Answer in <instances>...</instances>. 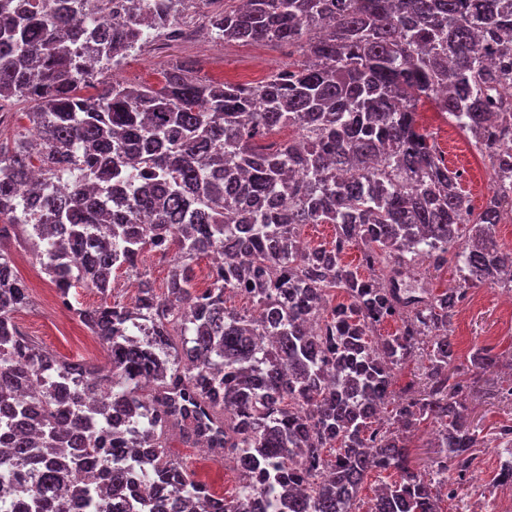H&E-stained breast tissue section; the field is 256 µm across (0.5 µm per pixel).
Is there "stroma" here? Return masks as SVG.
I'll list each match as a JSON object with an SVG mask.
<instances>
[{
  "instance_id": "stroma-1",
  "label": "stroma",
  "mask_w": 512,
  "mask_h": 512,
  "mask_svg": "<svg viewBox=\"0 0 512 512\" xmlns=\"http://www.w3.org/2000/svg\"><path fill=\"white\" fill-rule=\"evenodd\" d=\"M175 62L190 64L202 80L257 84L287 66L288 51L265 42L224 43L208 33L190 44L171 45L162 56L147 46L131 52L116 68L102 71L100 78L130 85H155L161 81L163 70ZM418 113L420 126L432 133L437 149L448 151L449 169L462 173V187L474 211H481L493 191L487 159L475 149L469 135L435 112L431 105L419 106ZM13 251L16 271L29 285L32 300L30 307L16 315L19 329L63 360L104 364L102 347L74 314L75 308L99 305L101 295L76 287L69 293V305H62L54 285L31 253L18 245ZM450 340L462 360L479 346L494 347L499 353L512 351V317L503 310L498 289L480 286L470 290L453 319ZM166 451L171 458L195 470L198 479L216 495L228 498L236 493L237 473L220 463L199 467L195 446L185 443L178 434L169 435ZM499 468L497 450L483 449L472 479L461 486L457 498H441L439 512H488L496 501L512 493V487L495 482Z\"/></svg>"
}]
</instances>
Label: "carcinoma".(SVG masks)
<instances>
[{
    "mask_svg": "<svg viewBox=\"0 0 512 512\" xmlns=\"http://www.w3.org/2000/svg\"><path fill=\"white\" fill-rule=\"evenodd\" d=\"M216 1L218 37L285 45L300 60L254 85L178 63L157 86L113 80L85 94L90 59L103 67L135 50L143 25L172 30L184 0H128L127 24L112 28L89 18V0H0V100L32 103L41 132L0 140V503L144 512L118 501L137 467L167 486L166 512H249L254 495L272 512H358L368 476L393 472L370 512H439V492L456 497L483 442L448 331L471 288L512 290V249L496 236L512 205V0H205ZM426 102L489 162L495 190L478 214L418 123ZM284 127L294 140L267 141ZM125 183L114 210L112 186ZM34 191L45 196L37 224L23 201ZM306 224L333 225L331 246L306 245ZM18 241L109 368L62 360L20 331L31 297L9 249ZM353 244L357 268L344 261ZM173 246L160 297L139 258ZM209 254L224 262L200 288L195 265ZM425 262L453 266L456 287H402ZM117 270L139 282L134 308L71 305L73 283L107 297ZM336 289L345 301L332 306ZM228 292L259 315L227 308ZM133 316L149 323L140 338ZM389 321L397 329L377 333ZM425 341L424 372L396 386ZM503 358L478 347L468 369ZM424 422L441 456L421 471L409 448ZM173 429L234 463V497H214L168 456ZM496 439L507 453L497 480L512 485V425ZM74 469L86 485L70 483Z\"/></svg>",
    "mask_w": 512,
    "mask_h": 512,
    "instance_id": "1",
    "label": "carcinoma"
}]
</instances>
